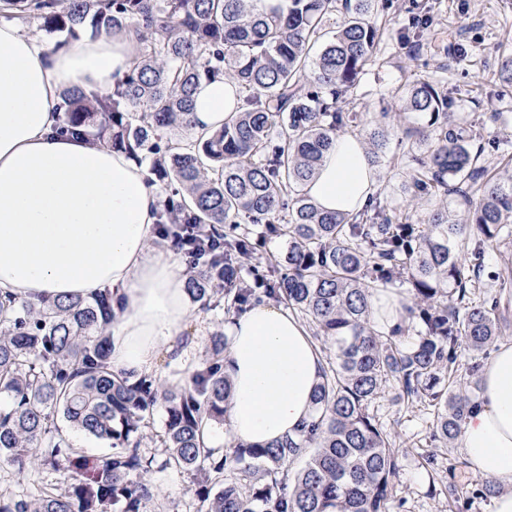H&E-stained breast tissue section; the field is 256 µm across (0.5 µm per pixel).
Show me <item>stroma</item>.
<instances>
[{
	"mask_svg": "<svg viewBox=\"0 0 512 512\" xmlns=\"http://www.w3.org/2000/svg\"><path fill=\"white\" fill-rule=\"evenodd\" d=\"M418 9L430 13L432 25L419 41H405L401 34ZM376 20L384 33L352 99L364 121L390 115L388 146L377 165V202L400 209L411 200L400 165L403 127L396 117L395 91L416 81L447 79L454 111L481 128L480 165L496 177H512V88L500 79L503 61L512 57V0H383ZM485 262L489 273L476 282L470 297L499 302L503 339L512 342V242L489 244ZM374 411L400 448L396 512H458L448 503L449 488L463 498L483 478L468 469L459 446L437 448L432 407L396 404L385 393ZM431 451L436 461L429 465L425 457ZM151 480L158 495L149 512H196L191 473L157 469Z\"/></svg>",
	"mask_w": 512,
	"mask_h": 512,
	"instance_id": "obj_1",
	"label": "stroma"
}]
</instances>
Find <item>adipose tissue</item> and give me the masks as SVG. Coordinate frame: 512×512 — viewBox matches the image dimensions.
I'll list each match as a JSON object with an SVG mask.
<instances>
[{
    "instance_id": "adipose-tissue-1",
    "label": "adipose tissue",
    "mask_w": 512,
    "mask_h": 512,
    "mask_svg": "<svg viewBox=\"0 0 512 512\" xmlns=\"http://www.w3.org/2000/svg\"><path fill=\"white\" fill-rule=\"evenodd\" d=\"M135 51L123 30L55 49L24 34L19 20H0V295L37 301L111 289L118 316L109 365L139 377L158 374L161 356L184 357L192 313L176 255L158 240L159 192L124 153L53 132L65 89L121 80ZM241 98L226 80L201 85L196 132L220 128ZM379 185L362 141L344 134L304 191L324 210L354 214ZM228 334L233 437L267 445L295 436L324 368L306 326L263 302L234 316ZM459 444L473 472L501 483L493 512H512V342L485 364Z\"/></svg>"
}]
</instances>
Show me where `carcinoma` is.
<instances>
[{
	"instance_id": "cac0c4a2",
	"label": "carcinoma",
	"mask_w": 512,
	"mask_h": 512,
	"mask_svg": "<svg viewBox=\"0 0 512 512\" xmlns=\"http://www.w3.org/2000/svg\"><path fill=\"white\" fill-rule=\"evenodd\" d=\"M25 24L58 34L57 46L128 29L137 51L126 78L103 91L73 88L55 133L124 151L155 176L156 226L170 249L194 262L185 288L202 309L234 315L264 299L286 303L336 346L298 440L238 444L217 464L204 427H222L232 399L224 377V330L208 357L179 382L130 379L107 362L112 291L89 298L0 300V462L23 478L54 474L30 496L0 493V512H148L154 468L194 473L197 512H392L398 449L371 411L392 400L434 407L433 438L458 440L480 354L503 336L498 302L466 300L488 242L512 237V180L485 179L480 132L448 121V82L403 93V158L411 185L430 197L422 224L381 205L355 215L321 211L303 191L336 136L359 115L336 108L352 93L381 40L376 0H3ZM241 87L240 110L206 137L193 130L203 83ZM371 161L387 146L381 124L365 128ZM479 205L448 212V196ZM271 238L279 257L261 261ZM472 242L469 260L457 247ZM410 285L405 320L422 326L405 344L401 327L376 330V293ZM466 347L473 361L456 367ZM163 410L160 455L142 448ZM112 451L87 456L58 420ZM299 458L293 481L278 478ZM238 470L246 481L224 478Z\"/></svg>"
}]
</instances>
